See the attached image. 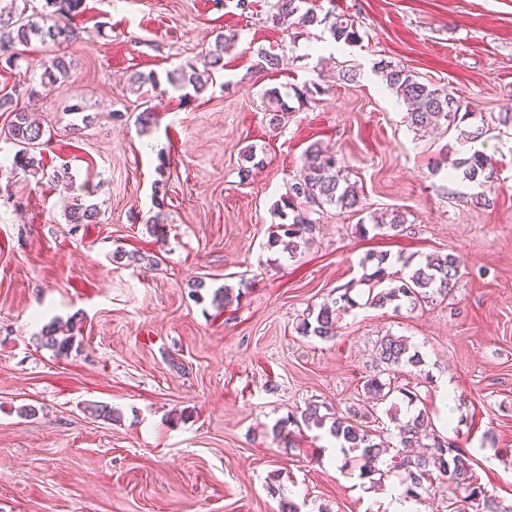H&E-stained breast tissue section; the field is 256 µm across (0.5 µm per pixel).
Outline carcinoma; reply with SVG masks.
<instances>
[{
  "label": "carcinoma",
  "instance_id": "carcinoma-1",
  "mask_svg": "<svg viewBox=\"0 0 512 512\" xmlns=\"http://www.w3.org/2000/svg\"><path fill=\"white\" fill-rule=\"evenodd\" d=\"M83 12V0H44L42 9L31 6L30 0H12L11 9L0 11V59L10 67L18 66L23 59L25 49L32 40L51 41L61 45L77 39V33L70 24V17ZM297 17L302 27L318 22L309 0H269L267 19L277 24L288 17ZM330 33L335 41L352 45L361 39L354 20L341 15L335 17L330 25ZM238 39V35L219 34L214 48L205 54L204 63L208 77L202 78L193 63H186L166 74L167 83L179 91L192 90L194 97L201 96L215 75L224 70V51ZM257 68L262 72L276 71L283 65V57L277 53L260 50L257 53ZM70 69L67 56L56 54L44 62L40 80L56 81L63 79ZM375 75L397 100L407 105V122L415 130L426 132L444 124L455 128L456 140L470 145L465 156L454 163L453 176L462 181L485 186L493 177L492 158L475 148L487 129L485 126L466 123L472 113H460L458 105L445 86H438L420 79L412 70L390 62L380 61L374 66ZM136 91L145 95L149 90L157 89L158 76L150 72H134L129 78ZM264 111L269 116V124L279 128L288 118L291 107L284 100L281 91L276 88L262 92ZM4 136L17 147L12 159V169L37 174L40 170L36 150L42 145L44 131L31 121L26 112L16 110L10 124L3 129ZM335 206L352 212L363 211L358 188L343 175V166L335 154L325 151L317 142L310 144L305 152L300 173L295 177L288 191L277 207L278 217H292V222L275 225L269 242L276 244L288 239V246L295 250L298 244L308 245L315 230L314 222L308 218L309 212ZM99 211L93 204L73 203L66 213L67 223L74 226L98 223ZM376 229L387 228L397 231L405 223L400 214L386 218L373 215L371 218ZM460 272V260L452 253L437 255L426 259L425 263L413 268L411 272L395 281V284L368 296L369 305L383 308L395 305L400 308L407 304L414 306L420 301L436 295L446 296L453 288ZM350 308L347 294H342L332 303H324L311 309L298 324V333L302 336H314L330 339L338 336L341 314ZM41 344L62 356L74 347V333L64 334L56 323H51L41 331ZM378 355L388 369L417 367L422 363V355L402 336L386 335L381 338ZM364 390L378 400L387 399L397 391L407 399H413V392L405 387L394 389L392 383L378 377L365 381ZM327 416L320 413V405L310 403L300 414H291L276 423V435H281L288 425L300 422L309 428H328L329 434L340 443L345 456L343 466H354L363 477L374 475L384 478L392 471L407 474L402 496L419 500L422 493L439 492L450 500L464 499L480 506V512H512V508H502L488 490L478 482L469 463L466 451L455 440L445 439L436 433L427 413L420 412L412 419L398 426L399 443L402 449L391 458H385L387 449L383 442L377 441V435L368 427L357 426L345 421L343 417H334L326 424Z\"/></svg>",
  "mask_w": 512,
  "mask_h": 512
}]
</instances>
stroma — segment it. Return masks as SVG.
<instances>
[{
  "label": "stroma",
  "instance_id": "stroma-1",
  "mask_svg": "<svg viewBox=\"0 0 512 512\" xmlns=\"http://www.w3.org/2000/svg\"><path fill=\"white\" fill-rule=\"evenodd\" d=\"M248 4L85 0L77 41L32 42L23 66L0 67V90L15 89L48 138L34 175L12 171L15 148L0 137V512H280L285 498L301 512H389L401 474L380 487L360 477L324 429L294 428L289 447L275 438L276 422L309 403L393 446L398 422L427 411L512 505V135L494 132L512 113V0H313L318 16L354 19L351 46L322 25L290 40L267 22V0ZM232 31L207 92L154 94L155 121L137 123L132 72L202 64ZM261 48L283 55L280 70L257 69ZM58 53L68 77L26 89L27 72ZM381 60L447 87L489 124L477 147L496 180L484 194L448 176L466 151L454 131L408 127L372 70ZM344 65L355 81H340ZM321 67L324 94L289 98L272 129L262 91L303 87ZM314 142L343 158L366 211L403 215L402 232L360 234L359 214L328 207L311 215L313 244L292 256L270 246L274 208ZM251 149L262 164L243 180ZM64 166L66 184L55 179ZM76 198L98 204L99 223H67ZM118 250L156 262L119 265ZM370 251L388 254L390 279L446 253L460 276L447 297L373 308ZM224 286L236 295L220 307ZM343 293L353 305L337 338L298 333L308 309ZM54 319L75 326L65 358L37 340ZM388 334L423 362L395 371L398 392L373 404L364 383L383 369ZM93 404L117 420L92 416Z\"/></svg>",
  "mask_w": 512,
  "mask_h": 512
}]
</instances>
